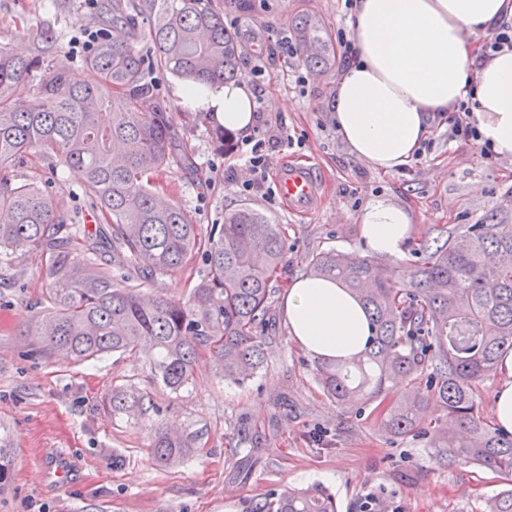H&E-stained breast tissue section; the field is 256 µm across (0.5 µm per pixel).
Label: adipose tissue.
I'll use <instances>...</instances> for the list:
<instances>
[{
  "label": "adipose tissue",
  "mask_w": 512,
  "mask_h": 512,
  "mask_svg": "<svg viewBox=\"0 0 512 512\" xmlns=\"http://www.w3.org/2000/svg\"><path fill=\"white\" fill-rule=\"evenodd\" d=\"M512 19V0H359L348 15L355 58L326 102L350 155L382 174L419 154L433 121L465 103L481 143L512 157V50L483 58L486 35ZM181 105L211 114L225 129L250 133L257 104L246 81L183 86ZM360 236L374 254L402 257L413 218L377 197L358 215ZM291 340L319 359L358 353L371 333L358 298L329 278L300 276L284 301Z\"/></svg>",
  "instance_id": "1"
}]
</instances>
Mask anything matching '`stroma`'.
I'll use <instances>...</instances> for the list:
<instances>
[{
  "mask_svg": "<svg viewBox=\"0 0 512 512\" xmlns=\"http://www.w3.org/2000/svg\"><path fill=\"white\" fill-rule=\"evenodd\" d=\"M211 3L235 23L242 78L251 76L255 44L292 30L297 16L318 20L330 43L328 62L313 70L275 49L271 78L256 89L262 110L252 136L260 138L267 124L277 122L292 144L270 153L268 179L251 193L241 190L251 177L237 151L241 134L231 133L227 145L219 146L216 122L179 105L175 90L181 79L164 71L151 75L154 95L189 161L154 175L153 190L181 206L204 236L243 205L285 229V263L272 283L268 364L238 385L216 376L203 356L187 390L155 391L164 426L196 436L199 447L180 467L159 468L149 453L150 429L98 407L113 385H148L144 360L119 353L88 363L28 358L31 339L23 330L31 306L49 286L46 257L31 248L11 262L0 259V440L13 452L0 482V512H242L246 500L268 489L312 483L335 494L338 512H361L367 502L374 512H482L485 498L503 487V477L471 465L437 467L424 443L391 441L373 415L357 416L331 403L315 382L312 357L289 337L283 300L291 280L306 272L304 255L330 249L364 254L357 216L373 197H389L411 212L408 261L435 229L491 215L512 223V159H482L476 143L449 140L441 122L412 164L378 174L350 156L325 108L345 67L337 44L347 20L344 0ZM87 29L111 35L112 0H0V42L24 51L30 39L50 33L55 52L47 64L65 63L76 81L87 76V54L75 45ZM298 71L307 84H296ZM283 165L314 168L322 191L318 209L295 214L274 195ZM16 177L68 197L79 225L92 230L100 223L73 171L36 159L18 168ZM205 272L194 258L176 271L142 277L140 289L151 297H184ZM59 450L74 460L66 480L50 469ZM235 450L249 455L252 466L233 480L227 466ZM116 455L124 460L118 468L112 465Z\"/></svg>",
  "mask_w": 512,
  "mask_h": 512,
  "instance_id": "stroma-1",
  "label": "stroma"
}]
</instances>
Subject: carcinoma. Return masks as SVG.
<instances>
[{
    "mask_svg": "<svg viewBox=\"0 0 512 512\" xmlns=\"http://www.w3.org/2000/svg\"><path fill=\"white\" fill-rule=\"evenodd\" d=\"M155 56L134 44L130 17L112 8V37L86 60L90 78L73 83L63 65H46L51 38L28 55L0 42V251L31 246L46 255V306L28 320L35 337L26 355L58 352L78 362L110 353L140 356L154 382L179 393L208 355L220 376L242 384L267 365L271 283L285 255L284 232L243 206L224 215L207 239L180 206L150 189L151 177L182 161L166 113L154 102L149 67L193 85L238 76L240 44L210 0H144ZM297 54L310 68L327 51L322 28L295 20ZM49 159L76 170L91 207L104 219L93 234L64 222L66 200L14 181L27 161ZM117 245L130 268L173 272L202 253L207 274L188 299L145 298L134 277L112 276L93 259ZM394 266L334 251L305 257L314 277L333 278L362 303L371 325L367 346L346 359L314 361L316 382L336 405L378 409L389 438L423 441L431 460L486 468L512 477V435L497 432L479 409L477 384L512 350V224L490 217L455 224ZM435 402L433 418L427 405ZM101 410L153 431L151 456L168 468L193 456L196 438L156 422L151 391L116 385ZM243 512H337L319 485L279 487L251 499ZM483 512H512V486Z\"/></svg>",
    "mask_w": 512,
    "mask_h": 512,
    "instance_id": "cac0c4a2",
    "label": "carcinoma"
}]
</instances>
